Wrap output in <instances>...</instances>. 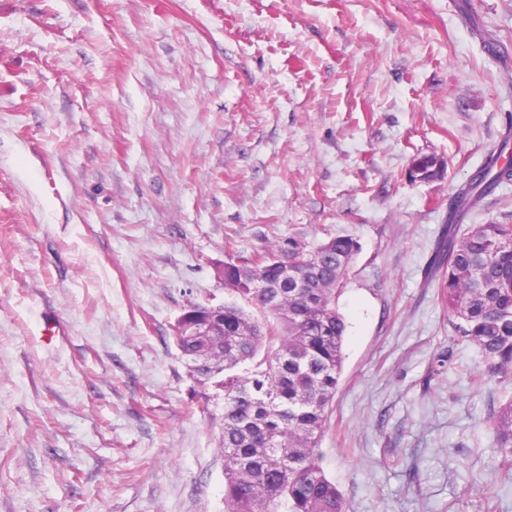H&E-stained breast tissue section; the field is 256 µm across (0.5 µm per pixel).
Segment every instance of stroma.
Segmentation results:
<instances>
[{
    "mask_svg": "<svg viewBox=\"0 0 512 512\" xmlns=\"http://www.w3.org/2000/svg\"><path fill=\"white\" fill-rule=\"evenodd\" d=\"M510 126L512 0H0V512H222L224 402L176 321L226 262L339 235L346 512H480L473 474L512 512V384L468 379L427 277ZM468 221L512 224V182ZM493 451L500 458V468L505 476L512 475V397L491 410Z\"/></svg>",
    "mask_w": 512,
    "mask_h": 512,
    "instance_id": "1",
    "label": "stroma"
}]
</instances>
